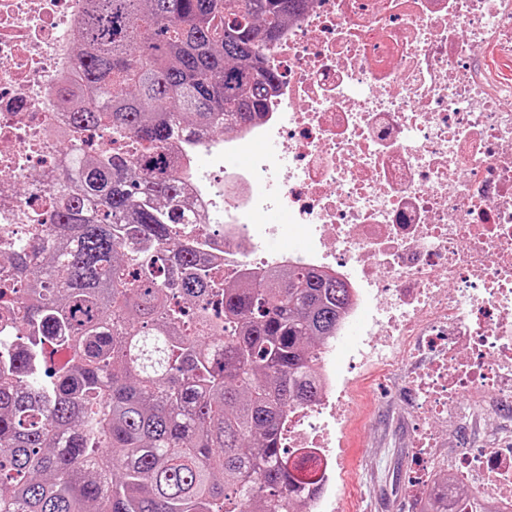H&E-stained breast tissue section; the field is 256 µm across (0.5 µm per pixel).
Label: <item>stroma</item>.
Here are the masks:
<instances>
[{"instance_id":"35a3bbf8","label":"stroma","mask_w":512,"mask_h":512,"mask_svg":"<svg viewBox=\"0 0 512 512\" xmlns=\"http://www.w3.org/2000/svg\"><path fill=\"white\" fill-rule=\"evenodd\" d=\"M407 372H391L376 384L366 426L345 434L346 473L355 475L364 497L362 512H406L403 491L411 467Z\"/></svg>"}]
</instances>
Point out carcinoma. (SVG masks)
<instances>
[{
    "label": "carcinoma",
    "instance_id": "carcinoma-1",
    "mask_svg": "<svg viewBox=\"0 0 512 512\" xmlns=\"http://www.w3.org/2000/svg\"><path fill=\"white\" fill-rule=\"evenodd\" d=\"M301 7L87 0L71 127L139 149H76V185L16 257L32 301L13 318L25 345L0 349V512H295L314 459L288 462L281 435L319 396L311 343L349 290L290 267L219 294L162 207L180 192L172 139L258 117L262 59Z\"/></svg>",
    "mask_w": 512,
    "mask_h": 512
}]
</instances>
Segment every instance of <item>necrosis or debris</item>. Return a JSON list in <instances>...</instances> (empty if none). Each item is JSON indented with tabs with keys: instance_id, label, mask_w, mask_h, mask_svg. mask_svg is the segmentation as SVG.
<instances>
[{
	"instance_id": "necrosis-or-debris-1",
	"label": "necrosis or debris",
	"mask_w": 512,
	"mask_h": 512,
	"mask_svg": "<svg viewBox=\"0 0 512 512\" xmlns=\"http://www.w3.org/2000/svg\"><path fill=\"white\" fill-rule=\"evenodd\" d=\"M83 11L0 0V283L15 305L26 282L11 254L74 183L54 92L79 79ZM264 65L277 79L256 120L173 154L183 231L226 280L301 266L350 290L316 364L322 391L283 434L289 456L317 459L302 512L359 504L338 435L370 384L406 366L419 512H512V0H307ZM283 229L304 247L264 252Z\"/></svg>"
}]
</instances>
